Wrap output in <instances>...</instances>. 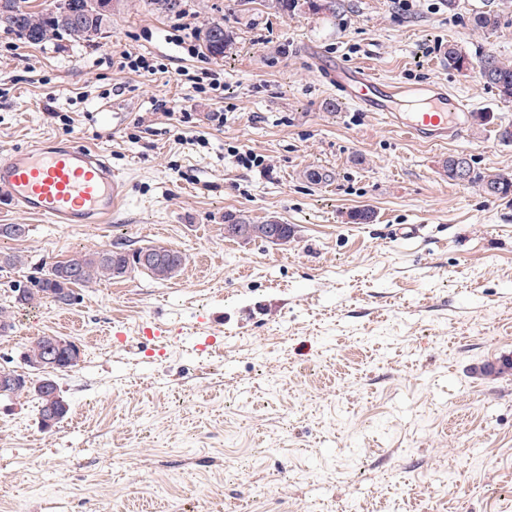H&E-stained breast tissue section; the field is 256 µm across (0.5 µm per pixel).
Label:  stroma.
<instances>
[{"instance_id": "1", "label": "stroma", "mask_w": 512, "mask_h": 512, "mask_svg": "<svg viewBox=\"0 0 512 512\" xmlns=\"http://www.w3.org/2000/svg\"><path fill=\"white\" fill-rule=\"evenodd\" d=\"M126 2L97 45L0 29V153L76 140L129 183L108 224L0 210L28 227L0 238L26 259L0 271V302L35 263L88 249L163 245L186 263L13 314L0 358L14 368L39 336L83 358L56 376L70 412L52 431L36 400H0V512H512V374L482 372L512 358V196L444 169L464 153L512 175L497 133L512 101L442 61L449 43L512 61V0H339L291 17L261 0ZM489 9L500 28L474 32ZM213 22L234 37L221 57L203 45ZM127 52L154 72L119 69ZM321 55L441 82L488 120L442 146L408 141L338 99ZM362 208L373 221L351 223ZM231 216L294 236L228 240ZM402 224L415 239L395 238Z\"/></svg>"}]
</instances>
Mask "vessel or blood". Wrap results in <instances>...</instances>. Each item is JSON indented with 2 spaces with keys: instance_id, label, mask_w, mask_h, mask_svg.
I'll list each match as a JSON object with an SVG mask.
<instances>
[{
  "instance_id": "obj_1",
  "label": "vessel or blood",
  "mask_w": 512,
  "mask_h": 512,
  "mask_svg": "<svg viewBox=\"0 0 512 512\" xmlns=\"http://www.w3.org/2000/svg\"><path fill=\"white\" fill-rule=\"evenodd\" d=\"M320 72L341 100L419 142L454 140L469 119L467 102L438 82L397 83L342 62L322 63ZM126 194L108 155L77 142L0 154V204L52 224L109 223Z\"/></svg>"
}]
</instances>
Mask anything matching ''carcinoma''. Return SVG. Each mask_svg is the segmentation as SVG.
<instances>
[{
	"mask_svg": "<svg viewBox=\"0 0 512 512\" xmlns=\"http://www.w3.org/2000/svg\"><path fill=\"white\" fill-rule=\"evenodd\" d=\"M63 2L75 15L78 25L65 32L55 22L52 11L53 4ZM263 6L276 14L292 15L297 11L308 10L318 14L336 10V0H262ZM94 21L87 9V0H52L38 10H31L21 5V0H0V28L18 35L26 42L39 45L51 40L66 38L73 42L86 40L83 30ZM501 23L500 15L487 10L474 14L472 26L482 32L493 31ZM207 51L215 56L223 55L232 48V37L224 31L220 23L211 24L205 34ZM444 63L459 72L473 67L478 69L481 80L497 90L505 101L512 100V62L505 63L494 54H485L472 65L469 55L462 47L450 44L444 49ZM465 165L464 177L461 182L476 184L482 193L491 198H507L512 195V177L500 173L482 174L474 172L470 160L461 154L448 155V179L453 181L455 160ZM146 253L149 262L144 263L121 250L95 249L80 252L65 261L43 263L34 278L33 287L25 289L22 294L11 297L9 303L0 306V331L12 329L10 315L13 309L35 308L43 301L50 299L59 305H68L75 289L86 287L102 279L122 280L134 273H145L158 281H167L181 271L185 258L177 250L161 245H152L139 249ZM48 358L47 345L42 338H37L21 352L23 364H41ZM45 377L34 380L25 374L16 377V384L10 394L17 397L30 395L38 400L39 411H44L52 386L43 384Z\"/></svg>",
	"mask_w": 512,
	"mask_h": 512,
	"instance_id": "carcinoma-1",
	"label": "carcinoma"
}]
</instances>
